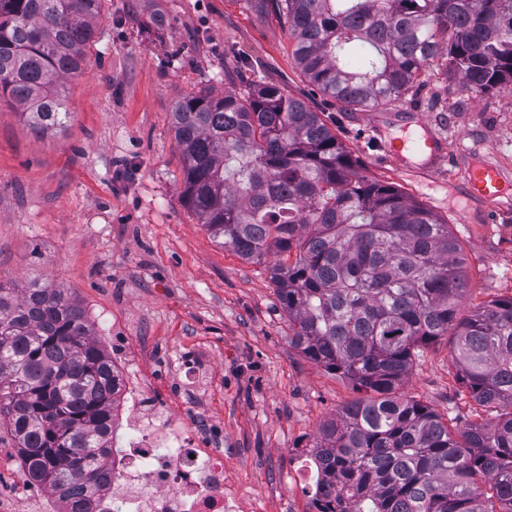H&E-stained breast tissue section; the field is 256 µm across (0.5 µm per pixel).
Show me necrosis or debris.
<instances>
[{
	"label": "necrosis or debris",
	"instance_id": "1",
	"mask_svg": "<svg viewBox=\"0 0 512 512\" xmlns=\"http://www.w3.org/2000/svg\"><path fill=\"white\" fill-rule=\"evenodd\" d=\"M122 386L112 406L121 448L112 452V473L96 512H240L224 482L218 448H193L172 434L163 407L143 393L141 380L116 364Z\"/></svg>",
	"mask_w": 512,
	"mask_h": 512
}]
</instances>
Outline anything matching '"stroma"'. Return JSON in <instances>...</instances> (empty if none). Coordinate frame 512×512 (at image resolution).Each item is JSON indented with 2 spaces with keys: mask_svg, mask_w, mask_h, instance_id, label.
I'll return each mask as SVG.
<instances>
[{
  "mask_svg": "<svg viewBox=\"0 0 512 512\" xmlns=\"http://www.w3.org/2000/svg\"><path fill=\"white\" fill-rule=\"evenodd\" d=\"M254 79L282 86L323 115L377 178L448 222L467 260L461 314L512 296V196L486 224L465 193L470 162L512 174V90L473 94L428 68L391 109L341 112L303 76L288 28L244 0H102L85 65L66 82L71 118L39 135L0 100V280L40 275L82 304L114 361L175 414L200 409L224 435V474L244 512H304L292 451L358 398L352 383L288 342V316L268 264L240 259L182 198L184 164L169 128L173 104L223 94L243 61ZM422 117L447 142L449 163L380 159L377 139ZM452 336L422 348L403 396L445 418L472 417L473 401L448 371ZM8 431L0 432V498L37 512Z\"/></svg>",
  "mask_w": 512,
  "mask_h": 512,
  "instance_id": "stroma-1",
  "label": "stroma"
}]
</instances>
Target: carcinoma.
<instances>
[{
  "label": "carcinoma",
  "mask_w": 512,
  "mask_h": 512,
  "mask_svg": "<svg viewBox=\"0 0 512 512\" xmlns=\"http://www.w3.org/2000/svg\"><path fill=\"white\" fill-rule=\"evenodd\" d=\"M102 0H0V95L36 132L65 127V80ZM288 26L308 81L341 112L388 110L434 65L471 92L512 89V0H245ZM170 112L183 197L213 239L270 268L292 346L363 396L314 448L324 512H512V296L459 316L467 263L450 224L361 173L319 114L245 77ZM454 328L449 370L476 419L399 389ZM112 359L80 302L36 275L0 281V420L28 481L90 512L112 467Z\"/></svg>",
  "instance_id": "obj_1"
}]
</instances>
